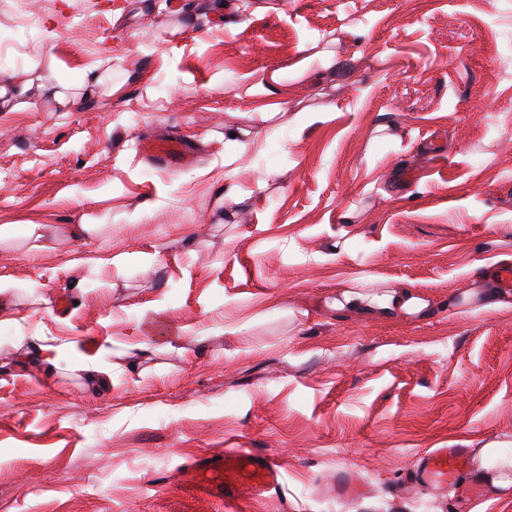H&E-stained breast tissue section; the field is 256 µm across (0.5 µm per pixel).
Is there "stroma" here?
<instances>
[{
  "mask_svg": "<svg viewBox=\"0 0 512 512\" xmlns=\"http://www.w3.org/2000/svg\"><path fill=\"white\" fill-rule=\"evenodd\" d=\"M226 2L0 0V512H224L181 475L227 448L282 464L245 512H512L410 480L512 453V0ZM172 135L193 162L141 153ZM361 283L428 307L328 308ZM464 448H431L415 463L414 478L424 488L444 489L469 470ZM360 491L359 479L350 474L347 470L336 472V480L333 483V494L343 502L347 498L356 496Z\"/></svg>",
  "mask_w": 512,
  "mask_h": 512,
  "instance_id": "1",
  "label": "stroma"
}]
</instances>
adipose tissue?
<instances>
[{
	"label": "adipose tissue",
	"instance_id": "obj_1",
	"mask_svg": "<svg viewBox=\"0 0 512 512\" xmlns=\"http://www.w3.org/2000/svg\"><path fill=\"white\" fill-rule=\"evenodd\" d=\"M333 309L354 313H374L386 317L417 315L426 308L425 302L405 287H391L370 292L363 287L344 290L331 303ZM482 469L481 480L492 489L512 486V456L503 454L495 444L485 445L478 453Z\"/></svg>",
	"mask_w": 512,
	"mask_h": 512
}]
</instances>
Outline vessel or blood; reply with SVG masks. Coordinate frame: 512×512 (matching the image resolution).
I'll return each instance as SVG.
<instances>
[{
    "mask_svg": "<svg viewBox=\"0 0 512 512\" xmlns=\"http://www.w3.org/2000/svg\"><path fill=\"white\" fill-rule=\"evenodd\" d=\"M143 150L168 168L193 155L191 147L177 137L147 142ZM468 468L469 458L464 449L432 448L419 457L414 478L421 487L443 489L456 482ZM280 480L276 455L250 448H228L197 458L182 475L184 486L218 498L225 512H240L241 502L277 488ZM359 491L360 483L355 476L345 470L337 471L333 492L339 500L356 496Z\"/></svg>",
    "mask_w": 512,
    "mask_h": 512,
    "instance_id": "1",
    "label": "vessel or blood"
}]
</instances>
